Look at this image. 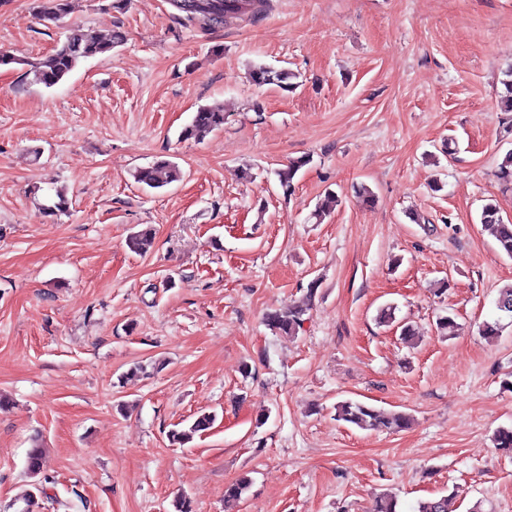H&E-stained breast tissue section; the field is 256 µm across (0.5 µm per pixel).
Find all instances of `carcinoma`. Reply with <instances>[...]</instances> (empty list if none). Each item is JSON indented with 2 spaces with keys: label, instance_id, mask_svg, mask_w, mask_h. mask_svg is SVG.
I'll use <instances>...</instances> for the list:
<instances>
[{
  "label": "carcinoma",
  "instance_id": "1",
  "mask_svg": "<svg viewBox=\"0 0 512 512\" xmlns=\"http://www.w3.org/2000/svg\"><path fill=\"white\" fill-rule=\"evenodd\" d=\"M269 8V0H200L199 8L182 13V18L188 22L202 21L209 25H220L229 17L255 16ZM124 36L120 31H113L109 38L102 39L95 35L74 29L49 54L28 63V74L32 82L42 84L47 88L63 81L77 65L89 58L106 54L122 44ZM252 81L259 85H276L286 92L296 89L291 82L294 74L286 69H273L259 65L252 69ZM224 108L221 106H200L193 113L190 122L182 129L180 137L184 140L202 141L208 135L224 128ZM310 158L300 157L289 162L288 166L277 172L279 185L285 191L292 188L296 173L309 164ZM182 172L172 162L161 161L147 167L139 168L134 173L135 182L149 188H162L180 180ZM68 200L63 190H54L49 203L40 205L42 213L52 215L67 208ZM481 223L497 241L499 250L512 257V224L504 222L496 205H484ZM154 243L152 230L143 229L127 240L128 248L137 254H145ZM318 283H312L306 298L285 310L274 309L265 316L266 324L271 329L292 336L296 334L303 323V316L310 309L312 297ZM337 417L360 429L385 430L395 432L408 426L409 419L402 412H392L377 409L357 401H344L337 405ZM216 416L208 413L198 416L185 430H174L169 434L173 444L185 445L193 437L209 429L215 422ZM494 446L502 455L512 458V427H502L494 433ZM250 480L242 477L229 485L225 490V499L239 501L248 491Z\"/></svg>",
  "mask_w": 512,
  "mask_h": 512
}]
</instances>
